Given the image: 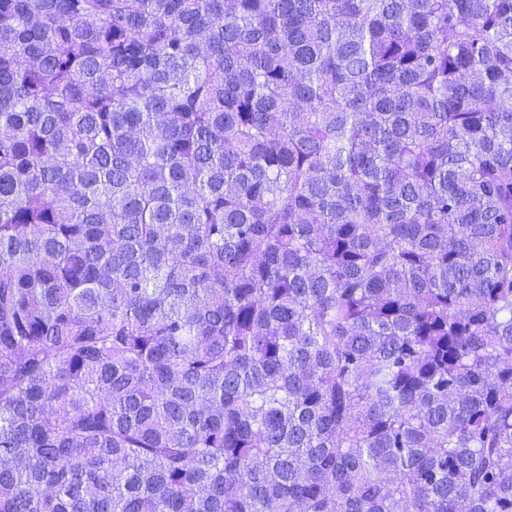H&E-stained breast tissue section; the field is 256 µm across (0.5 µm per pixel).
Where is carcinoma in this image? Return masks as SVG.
<instances>
[{
  "label": "carcinoma",
  "instance_id": "carcinoma-1",
  "mask_svg": "<svg viewBox=\"0 0 512 512\" xmlns=\"http://www.w3.org/2000/svg\"><path fill=\"white\" fill-rule=\"evenodd\" d=\"M0 512H512V0H0Z\"/></svg>",
  "mask_w": 512,
  "mask_h": 512
}]
</instances>
